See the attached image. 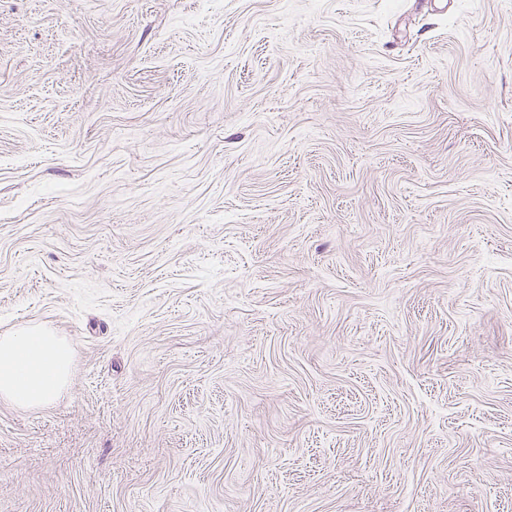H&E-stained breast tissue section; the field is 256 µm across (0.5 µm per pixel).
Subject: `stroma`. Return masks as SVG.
<instances>
[{"mask_svg": "<svg viewBox=\"0 0 512 512\" xmlns=\"http://www.w3.org/2000/svg\"><path fill=\"white\" fill-rule=\"evenodd\" d=\"M0 512H512V0H0ZM71 367L68 342L45 329L0 336V398L15 407L52 403L67 386Z\"/></svg>", "mask_w": 512, "mask_h": 512, "instance_id": "1", "label": "stroma"}]
</instances>
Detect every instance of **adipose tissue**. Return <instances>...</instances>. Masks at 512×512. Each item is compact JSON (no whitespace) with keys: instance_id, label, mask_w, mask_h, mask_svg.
Here are the masks:
<instances>
[{"instance_id":"1","label":"adipose tissue","mask_w":512,"mask_h":512,"mask_svg":"<svg viewBox=\"0 0 512 512\" xmlns=\"http://www.w3.org/2000/svg\"><path fill=\"white\" fill-rule=\"evenodd\" d=\"M71 367L68 342L47 330L0 336V400L18 408L50 404L67 386Z\"/></svg>"}]
</instances>
